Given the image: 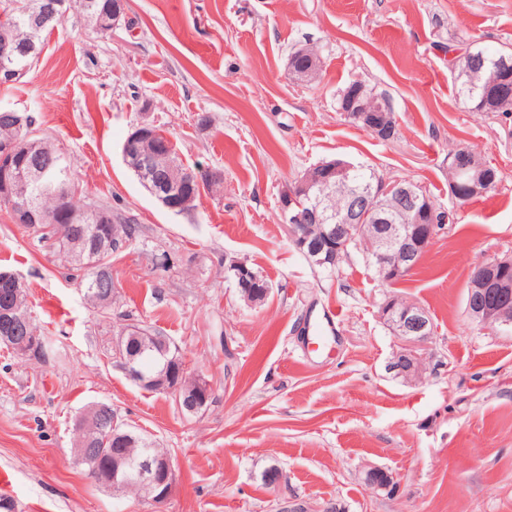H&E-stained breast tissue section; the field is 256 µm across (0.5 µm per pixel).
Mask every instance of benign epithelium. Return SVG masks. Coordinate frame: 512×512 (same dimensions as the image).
<instances>
[{
    "instance_id": "1",
    "label": "benign epithelium",
    "mask_w": 512,
    "mask_h": 512,
    "mask_svg": "<svg viewBox=\"0 0 512 512\" xmlns=\"http://www.w3.org/2000/svg\"><path fill=\"white\" fill-rule=\"evenodd\" d=\"M26 13L34 29H39L47 17L65 18L66 0H27ZM26 52V48L6 37L0 39V59L13 60ZM349 111L353 118L365 124L373 131L380 128L372 125L371 118L376 112H387L376 98L357 92L352 99ZM163 134L151 125H142L132 132L122 148L126 165L134 168L151 195L168 210L185 213L180 187L187 181L202 188L200 172L185 170L183 180L162 178L158 173V143ZM19 152L15 142L0 144V198L10 200L25 194L30 184L41 178L46 172L39 165L19 175L13 171L12 163ZM488 164L482 160L468 159L462 164H453L451 183L461 198L482 194L489 187L484 177ZM356 168L342 159H333L316 165L305 175L285 186L282 192V209L289 224L291 238L307 247V257L312 264L320 267H335L338 258L346 251L349 240L354 235L361 236L362 245L374 260L378 277L384 282L402 278L414 271L424 252L432 244L437 231V221L433 210L424 205L417 185L413 182H379L371 190L350 194L347 206L336 212L324 207L314 197L315 189L344 183L350 180ZM394 197L401 201L400 210L412 217L409 224L375 225L372 237L364 234L365 219L375 220L384 214V199ZM67 198L59 199V206L52 218L55 224H85L90 216H96L98 223L105 224L107 219L94 209L74 212L66 206ZM320 227V238L309 243L312 236L309 225ZM512 288V258L495 259L473 268L471 281L467 289V309L476 320L491 326L512 325V302L508 301L506 289ZM0 320L5 322L0 329V344L21 356L33 354L38 350V337L27 332L29 315L20 301H12L7 295L0 301ZM381 318L398 341L393 357L387 369L406 380H419L422 377L423 356L417 345L432 335L433 322L428 312L416 303L390 298L381 309ZM124 372L134 381L151 385L155 389L173 392L179 407L194 415L206 407L211 397L209 384L200 379L191 389H185L180 377L186 369L185 362L178 355L171 358L170 372L157 376H148L133 364L123 362ZM172 463L168 458L146 457L138 462L132 481L139 491L160 504L171 491Z\"/></svg>"
}]
</instances>
